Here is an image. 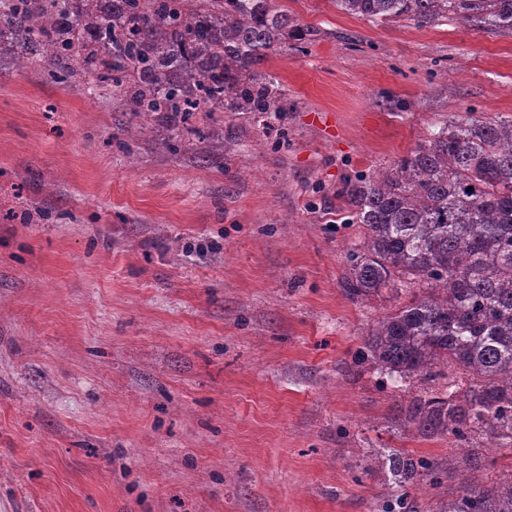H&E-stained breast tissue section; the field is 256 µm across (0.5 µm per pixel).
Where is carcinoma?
<instances>
[{
	"mask_svg": "<svg viewBox=\"0 0 512 512\" xmlns=\"http://www.w3.org/2000/svg\"><path fill=\"white\" fill-rule=\"evenodd\" d=\"M349 14L432 24L452 14L512 31V0H336ZM312 31L273 0H5L0 50L63 82L86 74L125 111L166 123L165 148L224 137L196 112L288 111V93L258 69ZM358 226L340 287L353 302L407 292L370 328L372 373L407 398L397 421L421 437L451 436L467 479L436 512H512V471L486 483L480 440L512 449V119L459 117L407 155L341 190ZM447 380L442 391L433 389ZM374 464L395 485L437 486L444 471L394 448Z\"/></svg>",
	"mask_w": 512,
	"mask_h": 512,
	"instance_id": "carcinoma-1",
	"label": "carcinoma"
}]
</instances>
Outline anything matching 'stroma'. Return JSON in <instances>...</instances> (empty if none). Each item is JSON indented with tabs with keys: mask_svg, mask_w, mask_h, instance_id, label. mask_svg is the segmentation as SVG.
Returning <instances> with one entry per match:
<instances>
[{
	"mask_svg": "<svg viewBox=\"0 0 512 512\" xmlns=\"http://www.w3.org/2000/svg\"><path fill=\"white\" fill-rule=\"evenodd\" d=\"M315 37L264 70L290 112L159 149L118 99L0 51V512H434L367 455L461 459L392 418L358 358L340 190L439 123L512 118V32L275 0ZM128 139L131 155L119 148Z\"/></svg>",
	"mask_w": 512,
	"mask_h": 512,
	"instance_id": "1",
	"label": "stroma"
}]
</instances>
